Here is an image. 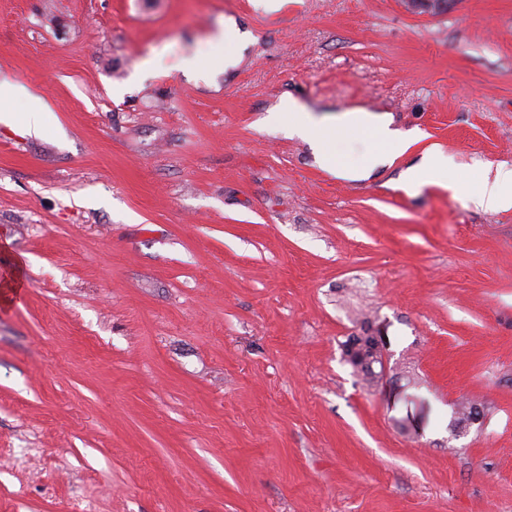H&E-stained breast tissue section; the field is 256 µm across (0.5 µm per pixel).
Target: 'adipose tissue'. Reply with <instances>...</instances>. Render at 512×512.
I'll list each match as a JSON object with an SVG mask.
<instances>
[{
	"mask_svg": "<svg viewBox=\"0 0 512 512\" xmlns=\"http://www.w3.org/2000/svg\"><path fill=\"white\" fill-rule=\"evenodd\" d=\"M252 41L251 31L241 28L234 18H226L205 44L210 67L223 71L235 67ZM267 121L289 136L307 142L321 170L352 182L370 179L377 172L392 167L397 159L410 154L417 141L413 132L395 128L388 114L354 107L319 117L292 97L282 98L279 105L270 110ZM340 134L365 136L373 148L359 163H350L336 151V137ZM457 172L454 157L433 145L422 151L415 163L400 172L398 181L417 193L424 185L422 176L427 173L436 184L449 189L454 185ZM467 202L486 211L512 209V167L500 165L486 170L470 191Z\"/></svg>",
	"mask_w": 512,
	"mask_h": 512,
	"instance_id": "ef3b65f1",
	"label": "adipose tissue"
}]
</instances>
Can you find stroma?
Segmentation results:
<instances>
[{
  "mask_svg": "<svg viewBox=\"0 0 512 512\" xmlns=\"http://www.w3.org/2000/svg\"><path fill=\"white\" fill-rule=\"evenodd\" d=\"M260 2L0 0L50 108L0 122V512H512V210L466 202L512 165V0ZM228 17L242 62L184 76ZM289 94L455 187L328 175L263 122ZM457 172L458 165L454 157L444 153L438 146L432 145L418 155L415 163L408 165L400 172L397 182L417 193L425 185L422 175L428 173L436 184L451 189Z\"/></svg>",
  "mask_w": 512,
  "mask_h": 512,
  "instance_id": "1",
  "label": "stroma"
}]
</instances>
